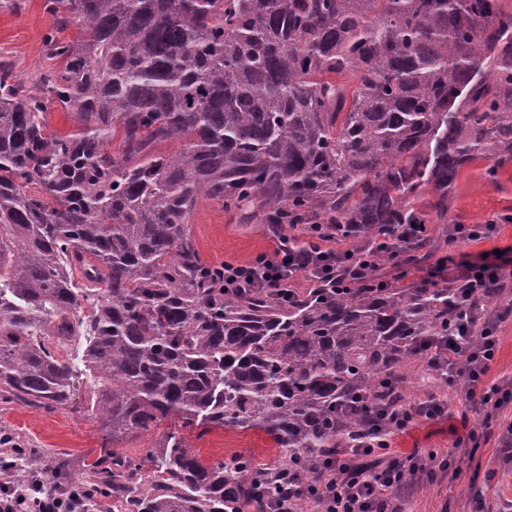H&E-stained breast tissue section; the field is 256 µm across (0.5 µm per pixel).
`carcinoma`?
<instances>
[{
  "label": "carcinoma",
  "instance_id": "obj_1",
  "mask_svg": "<svg viewBox=\"0 0 512 512\" xmlns=\"http://www.w3.org/2000/svg\"><path fill=\"white\" fill-rule=\"evenodd\" d=\"M52 67L33 93L0 62V400L91 409L112 440L170 420L153 472L91 473L125 512H224L274 493L252 457L203 462L186 432L257 428L317 476L405 399L448 333L446 286L318 283L224 294L190 224L210 200L306 248L359 252L437 217L460 169L512 153V12L501 0H45ZM77 113L69 134L50 108ZM119 149L111 151L115 136ZM180 142L170 152L156 145ZM77 354L57 349L73 341Z\"/></svg>",
  "mask_w": 512,
  "mask_h": 512
}]
</instances>
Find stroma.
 <instances>
[{
    "label": "stroma",
    "mask_w": 512,
    "mask_h": 512,
    "mask_svg": "<svg viewBox=\"0 0 512 512\" xmlns=\"http://www.w3.org/2000/svg\"><path fill=\"white\" fill-rule=\"evenodd\" d=\"M45 0H0V61L9 62L25 82H32L49 68L43 47V35L50 27L44 11ZM493 224L487 237L466 244L452 241L456 224ZM191 232L202 258L210 263L244 262L262 253L273 252L274 237L264 225L241 224L225 213L221 204L202 201L194 215ZM429 245L418 264L406 273L386 265L380 270L387 280H399L401 286L421 285L424 272L440 257H448V273L461 272L464 263L488 260L512 263V157L495 159L483 155L459 172L450 194L449 221L428 227ZM506 288L488 305L484 315L498 318L496 334L499 349L484 385L497 384L512 390V315L504 316L512 306V274L505 278ZM512 421V402L496 415H487L465 399L454 397L448 411L432 419L414 420L395 435L392 446L397 457L424 462L430 453L445 455L456 448L461 473L457 479L436 473L428 477L420 472L401 493L405 512H497L500 504L512 500V471L499 463L503 421ZM484 435L478 448L460 447L470 433ZM0 434L11 435L24 448L26 457L43 465H63L80 483H90L89 466L112 453L131 456L142 470H150L147 449L151 436L123 442L106 439L100 421L90 410L81 408L33 407L0 402ZM191 444L204 462L227 459L237 453L253 454L256 461L269 463L279 456L271 438L259 429L215 428Z\"/></svg>",
    "instance_id": "obj_1"
}]
</instances>
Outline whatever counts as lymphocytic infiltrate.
Segmentation results:
<instances>
[{
  "mask_svg": "<svg viewBox=\"0 0 512 512\" xmlns=\"http://www.w3.org/2000/svg\"><path fill=\"white\" fill-rule=\"evenodd\" d=\"M426 227L422 224L402 225L397 240L369 245L361 254L353 250L321 249L310 244L303 252L286 248L262 253L243 264H225L224 289L265 292H294L300 278L333 277L335 286L347 290L368 284L387 287V280L377 274L381 261L396 265L407 262V246L419 239ZM504 268L498 264L476 262L466 264L460 274L449 277V287L458 289L464 298L459 311L461 326L425 345L421 366L425 375L439 380L449 392L456 391L458 379H465L467 399L476 400L480 408L492 412L512 401V393L496 385L483 386L482 381L494 362L499 346L496 325L481 320V303L491 302L489 284L501 281ZM448 408L447 395L429 396L415 406L398 403L386 410L384 424L359 448H348L326 457L323 475L305 483L287 468L277 469L275 477L284 488L283 498L271 512H296L299 502L311 504L314 512H401L397 501L401 490L419 470L417 463L390 457V439L417 417L433 418ZM94 491L83 485H71L61 492H45L38 475H30L27 491H0V512H87Z\"/></svg>",
  "mask_w": 512,
  "mask_h": 512,
  "instance_id": "f902f5d3",
  "label": "lymphocytic infiltrate"
}]
</instances>
